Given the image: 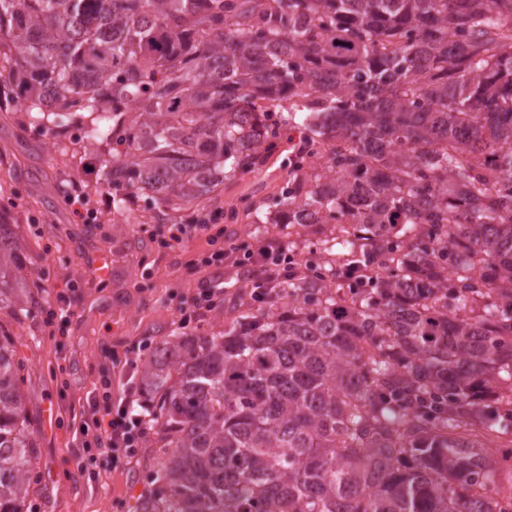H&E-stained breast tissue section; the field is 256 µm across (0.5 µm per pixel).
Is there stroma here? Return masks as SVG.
<instances>
[{
    "instance_id": "stroma-1",
    "label": "stroma",
    "mask_w": 512,
    "mask_h": 512,
    "mask_svg": "<svg viewBox=\"0 0 512 512\" xmlns=\"http://www.w3.org/2000/svg\"><path fill=\"white\" fill-rule=\"evenodd\" d=\"M294 145L280 137L251 171L229 173L203 203L221 211V238L276 240L297 253L303 264L324 263L327 241L339 237L332 224L304 227L278 221L277 203L292 173ZM96 154L70 130L30 129L29 118L9 96L0 97V222L11 225L22 242L29 277V307L20 313L0 310V327L15 338L24 360L23 406L36 440L31 465L40 479L29 489V512H137L146 477L159 458L155 435L118 470L99 461L96 473L80 474L76 430L104 376L112 396L125 397L139 376L105 361L109 351L138 344L156 346L179 330L180 300L213 282L212 272L191 267L206 246L194 238L183 246L162 247L147 230L153 222L142 199L124 210L105 207L97 223L84 224L66 204L69 194L101 198L106 189ZM107 254L111 279L92 277L91 254ZM78 288L70 302L74 314L65 334L51 332L45 311L69 282ZM252 284L232 275L224 279V299L192 326L208 334L245 309H257Z\"/></svg>"
}]
</instances>
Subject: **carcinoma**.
Wrapping results in <instances>:
<instances>
[{
    "instance_id": "carcinoma-1",
    "label": "carcinoma",
    "mask_w": 512,
    "mask_h": 512,
    "mask_svg": "<svg viewBox=\"0 0 512 512\" xmlns=\"http://www.w3.org/2000/svg\"><path fill=\"white\" fill-rule=\"evenodd\" d=\"M101 145L112 207H198L291 130L287 224L336 258L229 328L160 342L142 512H498L512 434V0H0V88ZM0 223V309L28 270ZM0 329V512L36 448Z\"/></svg>"
}]
</instances>
